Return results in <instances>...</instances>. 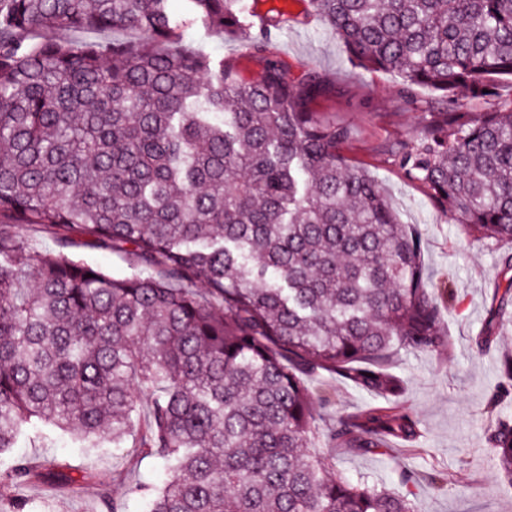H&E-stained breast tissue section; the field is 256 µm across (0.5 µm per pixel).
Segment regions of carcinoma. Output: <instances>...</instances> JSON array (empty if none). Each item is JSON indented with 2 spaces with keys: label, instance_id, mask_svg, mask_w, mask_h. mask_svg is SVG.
I'll use <instances>...</instances> for the list:
<instances>
[{
  "label": "carcinoma",
  "instance_id": "obj_1",
  "mask_svg": "<svg viewBox=\"0 0 512 512\" xmlns=\"http://www.w3.org/2000/svg\"><path fill=\"white\" fill-rule=\"evenodd\" d=\"M228 38L241 0H187ZM352 62L432 93L430 120L385 145L478 241H512V0H310ZM168 0H0V455L26 441L156 457L146 512H417L407 494L329 474L311 448L300 374L337 373L381 400L338 418L333 447L417 438L402 352L447 345L421 240L379 180L318 118L315 73L251 48L259 77L183 40ZM133 34L81 40L76 33ZM37 226L52 250L22 239ZM129 256L115 277L79 242ZM92 277H87V274ZM205 285L200 291L198 284ZM492 461L512 483V419ZM66 488L56 457L17 458L4 487Z\"/></svg>",
  "mask_w": 512,
  "mask_h": 512
}]
</instances>
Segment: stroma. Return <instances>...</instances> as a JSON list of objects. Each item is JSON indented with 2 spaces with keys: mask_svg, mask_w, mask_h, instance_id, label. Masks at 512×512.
Returning a JSON list of instances; mask_svg holds the SVG:
<instances>
[{
  "mask_svg": "<svg viewBox=\"0 0 512 512\" xmlns=\"http://www.w3.org/2000/svg\"><path fill=\"white\" fill-rule=\"evenodd\" d=\"M287 4L307 21L282 30L270 54L292 78L318 73L327 85L310 109L350 129L342 149L348 164L368 168L382 181L386 196L403 223L422 239L425 286L431 294L454 288L455 297L445 316L448 347L433 354H403L392 367L404 381V398L420 430L416 443H398L388 450L327 449L326 434L337 414H358L375 405L374 396L342 377L326 372L304 374L313 394L327 393L331 402L317 406V435L312 444L330 450L334 472L352 481L383 485L412 493L420 512H512V485L491 463V436L501 415L512 417V390H505L504 352H512V322L495 319L497 292L512 279L502 255L512 242L476 241L463 225L446 219L420 184L407 180L382 153L383 144L408 140L425 122L422 108L406 107L403 85L395 75L366 72L348 57L334 34L314 16L309 0H244L245 10L261 12ZM176 20L194 45L215 57L233 60L240 77H258L261 64L248 49L245 35L228 39L201 23H188L185 0H170ZM53 454L67 460L76 480L74 492L60 494L39 483L22 489L21 497L37 512H100L102 497L120 501L125 512H144L139 495L127 484L113 482L109 491L85 480L84 472L111 469V454L80 448L19 447L11 458H38ZM448 476L443 489L431 485L432 470Z\"/></svg>",
  "mask_w": 512,
  "mask_h": 512,
  "instance_id": "35a3bbf8",
  "label": "stroma"
}]
</instances>
